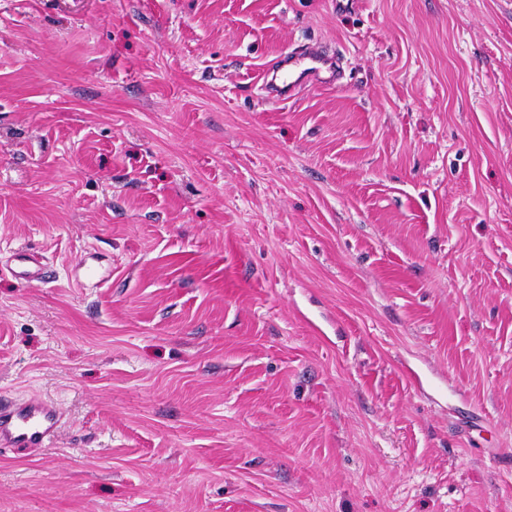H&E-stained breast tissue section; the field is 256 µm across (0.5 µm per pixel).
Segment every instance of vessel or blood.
Instances as JSON below:
<instances>
[{
	"mask_svg": "<svg viewBox=\"0 0 512 512\" xmlns=\"http://www.w3.org/2000/svg\"><path fill=\"white\" fill-rule=\"evenodd\" d=\"M269 96L280 101L294 98L300 84L331 86L339 80L335 56L322 46L308 45L280 60L262 76ZM12 277L22 282L45 279L48 275L43 258L22 248L14 253ZM61 420L59 408L52 402L33 398L23 402L0 399V450L47 448L56 439Z\"/></svg>",
	"mask_w": 512,
	"mask_h": 512,
	"instance_id": "1",
	"label": "vessel or blood"
}]
</instances>
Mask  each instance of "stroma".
<instances>
[{"mask_svg":"<svg viewBox=\"0 0 512 512\" xmlns=\"http://www.w3.org/2000/svg\"><path fill=\"white\" fill-rule=\"evenodd\" d=\"M0 396V512H512V0H0ZM277 64L264 72L262 80L269 96L278 101L294 98L297 87L302 83L331 86L339 80L336 57L318 44H309L304 51H293ZM12 277L22 282L42 280L48 277V270L43 258L36 252L21 248L13 254ZM60 420L59 408L50 401L0 399V450L48 448L58 435Z\"/></svg>","mask_w":512,"mask_h":512,"instance_id":"1","label":"stroma"}]
</instances>
